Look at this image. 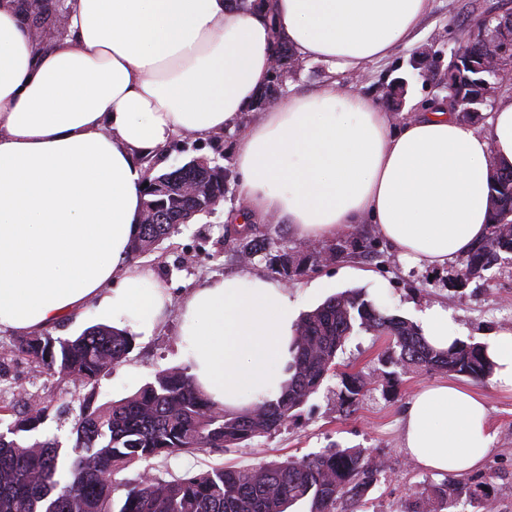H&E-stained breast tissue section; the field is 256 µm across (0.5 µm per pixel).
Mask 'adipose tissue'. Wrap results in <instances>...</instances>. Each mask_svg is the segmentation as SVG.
<instances>
[{"label":"adipose tissue","instance_id":"obj_1","mask_svg":"<svg viewBox=\"0 0 512 512\" xmlns=\"http://www.w3.org/2000/svg\"><path fill=\"white\" fill-rule=\"evenodd\" d=\"M428 0H66L67 32L34 39L16 0H0V329L28 333L94 305L101 324L153 335L171 304L134 265L142 155L180 132L234 127L244 224L274 216L322 242L372 221L410 264L441 268L487 233L490 158L512 163V96L487 131L445 107L393 126L330 81L258 119L274 41L302 60L360 73L409 44ZM199 389L243 411L288 381L298 308L280 282L241 270L177 306ZM494 440L484 399L452 383L418 389L403 429L409 457L439 473L481 466Z\"/></svg>","mask_w":512,"mask_h":512}]
</instances>
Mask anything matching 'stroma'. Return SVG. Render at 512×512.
Returning a JSON list of instances; mask_svg holds the SVG:
<instances>
[{"label":"stroma","mask_w":512,"mask_h":512,"mask_svg":"<svg viewBox=\"0 0 512 512\" xmlns=\"http://www.w3.org/2000/svg\"><path fill=\"white\" fill-rule=\"evenodd\" d=\"M512 11V0H429L427 15L412 43L398 47L387 58L368 64L360 93L372 98L389 113L395 110H423L429 103L443 100V71L450 52L466 39L474 20L489 13ZM407 80L401 102H392L387 86L396 77ZM238 130L225 131L222 139L212 137L172 138L156 168L173 170L198 157L211 159L225 169H233ZM240 200L228 193L222 208L182 226L180 233L164 241L161 249L141 257L140 265L153 270L174 302H181L191 288L237 271L241 263L225 246L224 234L233 230V214ZM383 261L377 262L351 251L336 263L293 277L288 288L299 311L314 309L330 296L360 289L370 300L390 313L417 321L425 308L438 304L447 309L454 329L464 342L480 343L491 334L512 330V255L502 259L481 276L468 281L458 278V265L430 271L403 262L388 243H381ZM16 333L0 331V385L13 391L51 396L61 407V419L47 422L35 431V438L58 436L68 442L70 423L78 411V392L71 381L49 376L29 361L16 358L12 350ZM179 321L176 311H168L154 336L135 337L126 361L112 368L98 381L100 401L119 400L132 395L158 371L183 367ZM387 339L370 333L351 337L338 360L353 365L368 380L379 375L378 356ZM466 386L481 395L489 407V420L496 433L491 453L482 467L494 474L497 512H512V392L500 389L493 380L477 382L448 373L410 372L402 375L397 391L384 395L375 388L361 398L357 409L340 407L338 377L325 380L319 393L301 409L297 419L288 421L274 435L255 439L250 447L233 453L201 452L153 460L158 476L195 473L217 464L247 466L266 460H285L320 451L332 441L345 447L366 449L370 456L385 460L386 475L369 495L368 512H400L405 494L439 481L408 456L403 445V416L408 401L418 389L440 382Z\"/></svg>","instance_id":"35a3bbf8"}]
</instances>
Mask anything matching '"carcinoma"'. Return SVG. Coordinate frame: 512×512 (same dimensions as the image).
Returning <instances> with one entry per match:
<instances>
[{"instance_id":"1","label":"carcinoma","mask_w":512,"mask_h":512,"mask_svg":"<svg viewBox=\"0 0 512 512\" xmlns=\"http://www.w3.org/2000/svg\"><path fill=\"white\" fill-rule=\"evenodd\" d=\"M21 9L41 30L54 25L52 0H20ZM487 26L465 40L470 66L449 63L448 95L462 105L479 109L475 86L494 80L485 68L493 34L512 28V11L482 18ZM149 180L175 184L187 178L207 181L208 195L188 202L175 193H146L144 205L154 212V223L139 225L130 243L133 258L153 252L166 239L200 215L216 210L230 191V179L198 162L173 171L154 173ZM493 222L487 238L462 260L460 276L467 279L512 255V165L492 171ZM224 243L235 253L256 256L267 250L270 238L255 224L233 234ZM309 257L296 259L286 251L272 258L271 271L285 282L308 266ZM387 336L390 343L379 358L387 384L395 391L400 373L408 370L445 372L484 381L492 368L481 345L460 343L446 351L429 345L421 328L390 314L360 291L328 298L306 312L297 323L292 343L291 377L281 395L262 399L251 409L229 412L210 402L187 369L158 372L154 381L135 394L98 403L97 383L109 369L123 363L132 349V337L108 326L95 325L73 339L48 333L24 336L14 345L15 357L30 361L51 375L80 381L78 414L71 423V446L56 438L28 442L25 434L50 418L54 407L28 395L23 410L0 402V512H288L297 503L307 512H356L365 495L379 482L383 465L363 448L329 446L318 453L250 466L214 465L206 470L168 479L137 474L125 482L117 475L136 462L211 450L228 452L276 432L316 394L324 379L337 374L338 351L360 332ZM341 407L350 413L369 391L360 373H340ZM493 476L477 475L466 482L446 479L423 491H409L400 512H451L458 504L485 512L495 499Z\"/></svg>"}]
</instances>
